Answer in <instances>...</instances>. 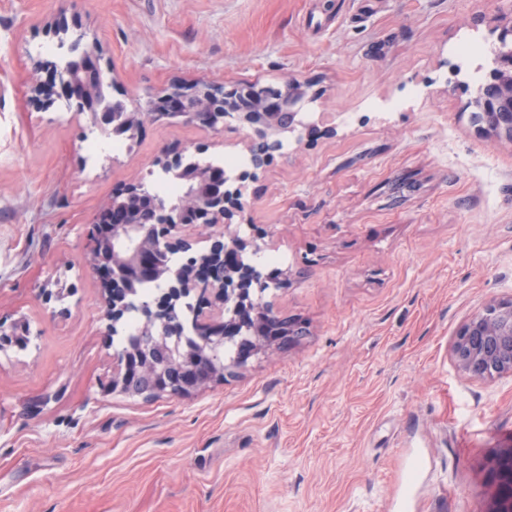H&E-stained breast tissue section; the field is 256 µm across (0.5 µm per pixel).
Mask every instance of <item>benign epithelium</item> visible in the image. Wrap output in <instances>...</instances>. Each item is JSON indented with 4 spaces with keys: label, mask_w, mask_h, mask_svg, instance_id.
I'll return each mask as SVG.
<instances>
[{
    "label": "benign epithelium",
    "mask_w": 512,
    "mask_h": 512,
    "mask_svg": "<svg viewBox=\"0 0 512 512\" xmlns=\"http://www.w3.org/2000/svg\"><path fill=\"white\" fill-rule=\"evenodd\" d=\"M64 65L34 62L28 82L32 101L49 109L63 99L77 113L88 112L98 129H123L132 138L155 113L224 130V118L251 131L245 150L251 168L231 178L219 168L201 167L185 178L184 191L172 198L151 192L144 177L125 184L99 207L97 234L86 264L103 280L102 318L107 342L121 335L130 319L144 344L161 349L157 361L128 347L112 358L109 389L130 397H185L224 380L231 367L274 347L290 346L307 335L296 319L275 315L263 302L258 270L244 260L257 250L249 223L247 182L281 147L280 136L303 141L317 132L299 118L297 105L309 96L308 81L290 77L277 87L236 84L230 88L199 82L189 88L173 83L128 110L120 100L103 102L101 70L93 51L78 37ZM484 129L512 143V51L500 60V72L481 85L473 101ZM186 150L163 149L153 166L162 174L183 169ZM208 246L201 248V241ZM149 278L156 293L138 297L131 280ZM192 304L201 337L193 345L179 340L176 312ZM18 324L0 323V351L20 347ZM247 340L238 356L224 362V345ZM451 360L469 379L490 380L512 373V298L492 300L468 319L451 345ZM494 488L485 512H512V445L499 448L491 461Z\"/></svg>",
    "instance_id": "benign-epithelium-1"
}]
</instances>
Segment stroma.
Listing matches in <instances>:
<instances>
[{
  "label": "stroma",
  "instance_id": "1",
  "mask_svg": "<svg viewBox=\"0 0 512 512\" xmlns=\"http://www.w3.org/2000/svg\"><path fill=\"white\" fill-rule=\"evenodd\" d=\"M97 47L127 107L170 83L310 81L305 121L250 182L263 254L293 276L266 299L308 333L192 395L107 391L100 204L160 149L243 155L247 130L164 119L110 133L27 77L46 23ZM512 0H0V512H485L512 443V376L460 374L450 346L512 297V144L472 119L458 47L492 66ZM59 286L63 301L37 299Z\"/></svg>",
  "mask_w": 512,
  "mask_h": 512
}]
</instances>
